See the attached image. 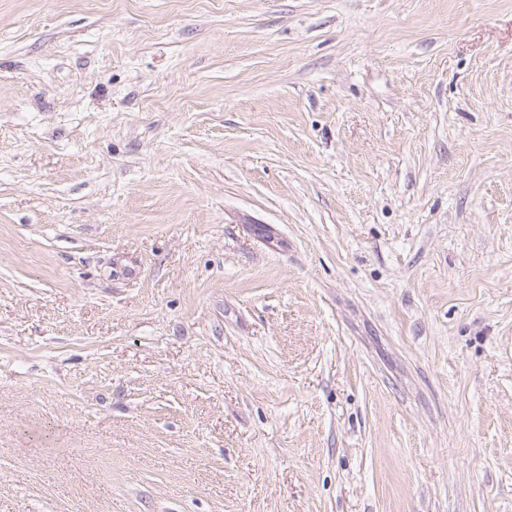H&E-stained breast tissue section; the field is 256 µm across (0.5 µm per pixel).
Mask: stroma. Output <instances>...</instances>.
<instances>
[{
	"mask_svg": "<svg viewBox=\"0 0 512 512\" xmlns=\"http://www.w3.org/2000/svg\"><path fill=\"white\" fill-rule=\"evenodd\" d=\"M0 512H512V0H0Z\"/></svg>",
	"mask_w": 512,
	"mask_h": 512,
	"instance_id": "obj_1",
	"label": "stroma"
}]
</instances>
